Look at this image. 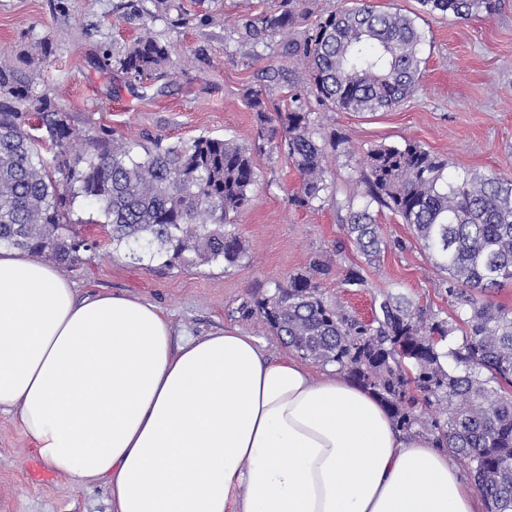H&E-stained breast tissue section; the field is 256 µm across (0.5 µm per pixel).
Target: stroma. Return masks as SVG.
<instances>
[{
  "label": "stroma",
  "instance_id": "1",
  "mask_svg": "<svg viewBox=\"0 0 512 512\" xmlns=\"http://www.w3.org/2000/svg\"><path fill=\"white\" fill-rule=\"evenodd\" d=\"M415 18L425 36L422 74L415 94L390 112H341L313 106L322 135L347 140V153L327 151L328 199L295 205L301 181L284 151L259 136L248 94L262 91L287 109L302 65L284 55L286 33L265 36L244 54L242 19L279 11L281 0H168L166 14L145 23L153 0H0V69L55 99L80 136L109 135L135 149L155 139L171 144L200 135L247 144L259 160L250 204L234 217L248 257L224 268L164 267L132 262L124 249L102 243L80 252L64 272L78 294H132L160 306L176 329L196 336L235 326L257 337L273 356L289 351L262 317L241 307L268 295L275 283L327 268L316 282L328 304L360 320L372 319L383 293L401 294L440 316L454 310L442 275L416 242L409 225L384 208H372L389 247L367 262L343 228L348 203H361L358 169L375 146L420 142L447 157L450 171L512 176V0L492 17L460 21L423 11L418 0H372ZM171 45L172 61L148 80H135L110 64L131 46L143 26ZM365 279L342 283L348 268ZM104 485L58 475L22 431L13 414L0 412V512H109Z\"/></svg>",
  "mask_w": 512,
  "mask_h": 512
}]
</instances>
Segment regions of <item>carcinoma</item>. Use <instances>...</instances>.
<instances>
[{"mask_svg":"<svg viewBox=\"0 0 512 512\" xmlns=\"http://www.w3.org/2000/svg\"><path fill=\"white\" fill-rule=\"evenodd\" d=\"M426 11L469 20L490 17L501 0H420ZM304 0L242 23L240 46L255 48L267 33L292 29L304 17ZM116 65L148 77L170 59L171 47L148 24ZM424 35L414 18L352 0L291 38L285 47L307 72V92L344 112H387L416 90ZM271 127L275 146L287 152L301 175L293 201L312 206L326 199V147L301 92ZM33 107L40 124L58 140L43 154L28 133ZM267 124L268 101L248 95ZM75 139L54 99L0 70V246L26 249L61 265L78 261L71 236L74 204L93 205L98 224L110 227V243L137 261L166 256L163 265L234 267L247 249L231 216L251 201L258 158L232 139L200 135L173 146L157 140L139 154L128 143L97 138L72 150ZM362 205L349 208L344 230L361 253L378 259L384 241L370 213L384 207L410 225L442 273L454 299L451 319L386 295L368 322L350 318L323 300L315 261L304 273L276 283L273 291L242 306L261 315L276 335L304 359L336 365L374 393L396 426L436 436L442 448L465 460L487 512H512V311L486 300L512 281V178L499 173L448 178V160L406 140L370 151L361 171ZM461 335H456V332Z\"/></svg>","mask_w":512,"mask_h":512,"instance_id":"cac0c4a2","label":"carcinoma"}]
</instances>
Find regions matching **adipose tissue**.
I'll return each mask as SVG.
<instances>
[{"label":"adipose tissue","instance_id":"obj_1","mask_svg":"<svg viewBox=\"0 0 512 512\" xmlns=\"http://www.w3.org/2000/svg\"><path fill=\"white\" fill-rule=\"evenodd\" d=\"M111 512H478L433 437L369 390L227 327L176 336L136 296L78 295L0 249V412Z\"/></svg>","mask_w":512,"mask_h":512}]
</instances>
